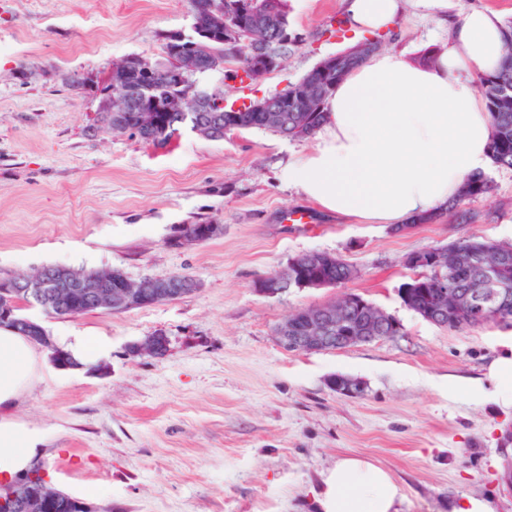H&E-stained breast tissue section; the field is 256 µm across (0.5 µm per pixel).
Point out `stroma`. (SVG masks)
<instances>
[{
    "instance_id": "35a3bbf8",
    "label": "stroma",
    "mask_w": 512,
    "mask_h": 512,
    "mask_svg": "<svg viewBox=\"0 0 512 512\" xmlns=\"http://www.w3.org/2000/svg\"><path fill=\"white\" fill-rule=\"evenodd\" d=\"M297 35L281 70L244 87L212 73L227 102L298 82L353 42L343 0H287ZM188 0H0V280L49 265L118 269L133 281L186 273L198 292L170 303L76 317L26 314L55 343L102 336L98 362L61 370L39 350V381L6 416L41 430L36 457L52 487L76 497L101 489L103 512H317L321 475L347 455L388 469L399 512H448L479 497L512 512V406L494 396L492 362L512 339L493 324L453 331L402 303L406 255L462 237L512 243V169L489 167L492 192L472 202L474 224L445 220L395 234L353 224L282 186L276 170L305 139L242 130L223 140L189 130L161 146L89 132L97 100L74 77L161 52L162 33L189 30ZM432 10L409 8L382 48L420 60L448 42ZM306 210L315 231L282 220ZM223 230L200 244L172 243L184 225ZM309 251L341 256L360 275L343 289L293 288L274 297L253 281ZM354 292L403 327L394 339L345 350L289 352L275 335L290 313ZM162 332L166 356L129 344ZM336 375L361 379L337 394Z\"/></svg>"
}]
</instances>
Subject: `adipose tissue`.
<instances>
[{
  "mask_svg": "<svg viewBox=\"0 0 512 512\" xmlns=\"http://www.w3.org/2000/svg\"><path fill=\"white\" fill-rule=\"evenodd\" d=\"M406 0H347L354 35L383 34ZM504 25L473 8L445 50L424 64L384 51L352 70L325 105L313 145L288 160L278 181L321 210L361 224L398 225L445 208L464 180L485 171L493 125L473 81L498 70ZM33 344L0 329V407L37 375ZM42 432L0 416V474L29 466ZM402 493L387 470L344 457L322 478L320 512H399Z\"/></svg>",
  "mask_w": 512,
  "mask_h": 512,
  "instance_id": "ef3b65f1",
  "label": "adipose tissue"
}]
</instances>
